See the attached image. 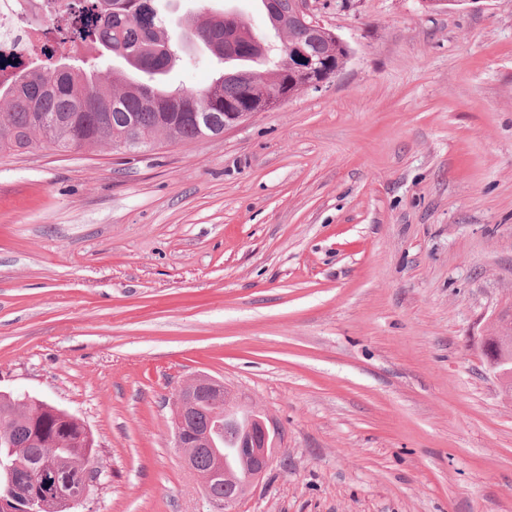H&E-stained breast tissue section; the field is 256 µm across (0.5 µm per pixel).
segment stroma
<instances>
[{
    "mask_svg": "<svg viewBox=\"0 0 512 512\" xmlns=\"http://www.w3.org/2000/svg\"><path fill=\"white\" fill-rule=\"evenodd\" d=\"M349 58L199 144L0 153V391L81 419V512H216L177 448L195 376L284 451L239 512H512V0H311ZM237 13L260 0H178ZM492 322V332L484 339V355L502 390L512 400V304L495 313Z\"/></svg>",
    "mask_w": 512,
    "mask_h": 512,
    "instance_id": "1",
    "label": "stroma"
}]
</instances>
